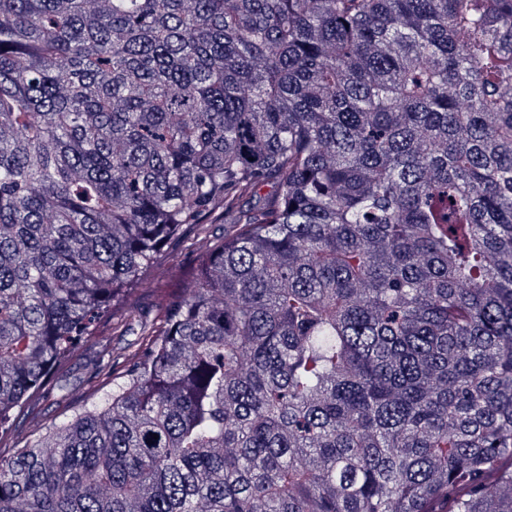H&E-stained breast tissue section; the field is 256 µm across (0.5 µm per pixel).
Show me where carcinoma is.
<instances>
[{
    "instance_id": "1",
    "label": "carcinoma",
    "mask_w": 512,
    "mask_h": 512,
    "mask_svg": "<svg viewBox=\"0 0 512 512\" xmlns=\"http://www.w3.org/2000/svg\"><path fill=\"white\" fill-rule=\"evenodd\" d=\"M189 231L0 512H512V0H0V444ZM202 246L203 243L196 236L189 234L177 246L165 252L153 270L151 283L139 286L130 296V306L148 319L158 318L162 303L174 289L167 288L170 280L196 257Z\"/></svg>"
}]
</instances>
